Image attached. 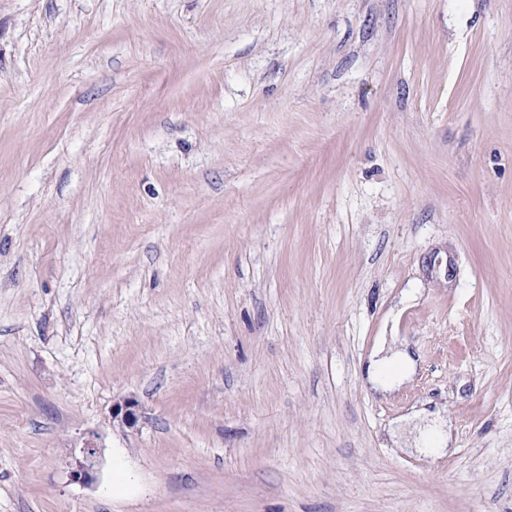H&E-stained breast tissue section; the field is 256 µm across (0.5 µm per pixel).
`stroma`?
Here are the masks:
<instances>
[{"label": "stroma", "instance_id": "obj_1", "mask_svg": "<svg viewBox=\"0 0 512 512\" xmlns=\"http://www.w3.org/2000/svg\"><path fill=\"white\" fill-rule=\"evenodd\" d=\"M0 512H512V0H0ZM414 360L403 351L386 348V338L381 336L373 350L368 378L382 390L392 389L415 371ZM141 415L138 403L132 398H125L112 405V419L128 428L138 425ZM97 446L93 440L86 441L81 448L82 458L75 460L71 470V477L74 481L89 484L94 480L93 459L97 454Z\"/></svg>", "mask_w": 512, "mask_h": 512}]
</instances>
